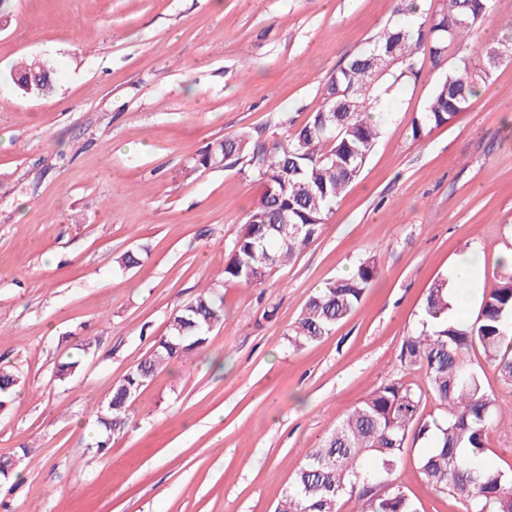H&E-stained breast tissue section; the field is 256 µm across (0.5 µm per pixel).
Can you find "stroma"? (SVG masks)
<instances>
[{"mask_svg":"<svg viewBox=\"0 0 512 512\" xmlns=\"http://www.w3.org/2000/svg\"><path fill=\"white\" fill-rule=\"evenodd\" d=\"M396 0H0V365L21 383L0 411V455L24 452L0 484V512H274L308 448L381 381L422 388L401 348L432 280L483 252L477 315L512 246V61L475 104L416 141L414 117L440 68L420 57L396 86L383 133L321 235L265 284L219 275L262 193L253 172L194 170L224 136L262 141L302 125L330 74L394 19ZM49 62L55 88L10 79ZM142 262L123 268L125 251ZM377 256L381 275L327 336L288 333L310 297ZM224 324L170 363L130 427L95 447L94 416L148 356L171 313L204 286ZM92 342L66 383L57 365ZM512 468V414L486 439ZM401 478L421 512H464L406 453Z\"/></svg>","mask_w":512,"mask_h":512,"instance_id":"obj_1","label":"stroma"}]
</instances>
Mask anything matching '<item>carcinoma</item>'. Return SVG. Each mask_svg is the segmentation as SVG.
<instances>
[{
  "label": "carcinoma",
  "mask_w": 512,
  "mask_h": 512,
  "mask_svg": "<svg viewBox=\"0 0 512 512\" xmlns=\"http://www.w3.org/2000/svg\"><path fill=\"white\" fill-rule=\"evenodd\" d=\"M431 14L415 0H400L397 13L407 25H388L369 47L354 54L331 74L322 102L299 128L269 144L248 132L224 137L195 159L194 169L226 168L240 163L257 173L264 191L229 246L220 275L226 282L260 285L296 258L321 234L336 200L360 174L381 128L369 116L399 84L419 78L415 58L439 65L448 49L473 39L493 12V0H446ZM512 44V20L474 56H464L433 83L430 97L412 122L416 140L469 108L497 68L490 52ZM383 55L392 67L373 76L371 58ZM19 82L37 80L46 91L52 74L32 62L13 71ZM376 256L358 263L347 275L326 282L309 299L288 334L295 347L330 334L361 302L378 279ZM224 324V295L205 287L171 314L166 334L152 353L112 387L108 402L95 410L102 427L97 447H107L109 432L125 429L135 403L158 370L181 360L207 342ZM478 350L512 387V264L499 267L484 293L474 321L458 316L448 278H436L427 290L418 326L402 345L401 358L425 368L427 391L400 379L384 381L350 410L316 447L309 449L291 479L288 494L275 512H340L342 501L354 512H420L400 476L408 445H421L417 466L435 491L466 501L470 512H512V470L492 467L485 458V438L501 413L470 353ZM73 359L57 366L54 380L64 383L79 369ZM19 378L0 367V408L13 400ZM443 408L441 419L422 415L427 397Z\"/></svg>",
  "instance_id": "carcinoma-1"
}]
</instances>
